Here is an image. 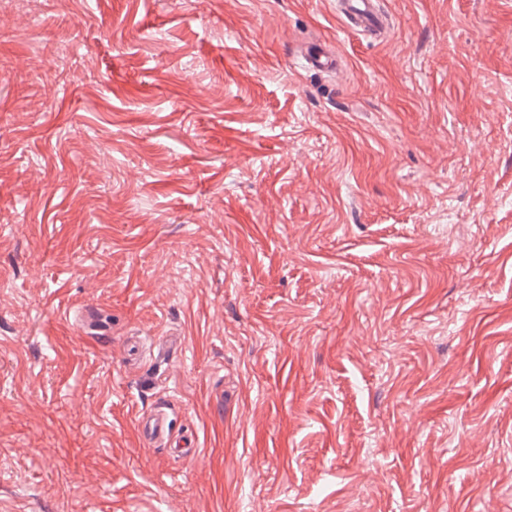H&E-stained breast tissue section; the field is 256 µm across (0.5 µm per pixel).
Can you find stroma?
Masks as SVG:
<instances>
[{
    "label": "stroma",
    "mask_w": 512,
    "mask_h": 512,
    "mask_svg": "<svg viewBox=\"0 0 512 512\" xmlns=\"http://www.w3.org/2000/svg\"><path fill=\"white\" fill-rule=\"evenodd\" d=\"M379 6L0 0V512H512V0ZM336 13L351 29L375 41H384L389 36V24L377 0H336ZM305 59L309 68L323 73L337 75L340 71L338 56L327 50L320 43H312L307 46ZM169 409V403L161 402L151 413L142 417L141 430L149 447L146 449L167 448L176 457H194L198 452L195 438L187 434H175L173 412Z\"/></svg>",
    "instance_id": "obj_1"
}]
</instances>
